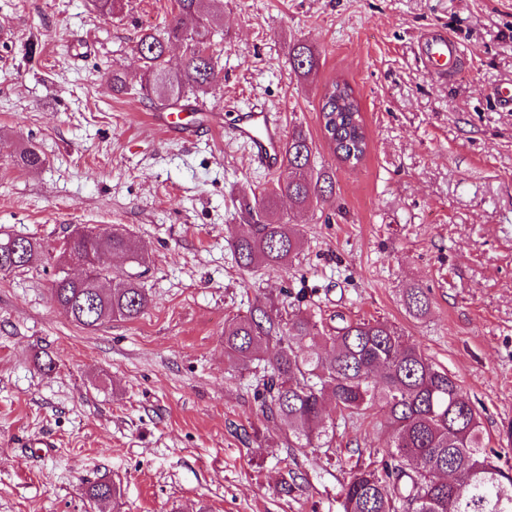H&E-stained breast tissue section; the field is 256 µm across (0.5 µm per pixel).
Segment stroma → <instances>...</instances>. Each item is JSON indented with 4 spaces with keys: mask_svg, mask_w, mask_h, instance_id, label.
<instances>
[{
    "mask_svg": "<svg viewBox=\"0 0 512 512\" xmlns=\"http://www.w3.org/2000/svg\"><path fill=\"white\" fill-rule=\"evenodd\" d=\"M209 25L215 81L186 94L196 139L167 135L161 109L112 71L138 79L135 50L161 32L174 0H0V235L40 241L46 259L0 274V512H99L83 495L119 486L114 512H342L355 466H382V409L333 413L327 446L289 447L264 418L252 373L224 355V322L257 304L317 322L387 321L463 387L483 442L512 446V0H221ZM441 29L463 60L431 73L420 37ZM318 58L297 76V41ZM348 83L367 130L355 166L332 153L319 109ZM280 113L332 169L330 203L293 212L292 266L242 271L229 245L244 211L277 176L255 169L220 126L225 106ZM35 148L37 169L15 163ZM126 229L151 304L134 322L86 330L51 299L56 242L74 226ZM428 293L409 316L405 288ZM53 359V371L41 369ZM295 474L284 492L281 482Z\"/></svg>",
    "mask_w": 512,
    "mask_h": 512,
    "instance_id": "obj_1",
    "label": "stroma"
}]
</instances>
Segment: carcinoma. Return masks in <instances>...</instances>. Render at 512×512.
<instances>
[{"label":"carcinoma","mask_w":512,"mask_h":512,"mask_svg":"<svg viewBox=\"0 0 512 512\" xmlns=\"http://www.w3.org/2000/svg\"><path fill=\"white\" fill-rule=\"evenodd\" d=\"M205 0H175L171 24L161 34L143 33L137 52L143 63L140 94L173 109L185 94L203 90L214 68L212 31L205 24ZM183 46L181 66L170 69V45ZM292 70L310 75L317 58L299 41L289 52ZM346 99H336V84L325 87L320 107L324 133L343 162L359 163L367 137L359 103L349 85ZM313 142L299 127L283 146L281 175L255 198V223L231 242L244 271L276 270L295 260L302 240L299 225L283 222L276 204L288 199L298 210L327 202L333 174L313 172ZM70 246L80 257L122 254L139 262L133 239L112 232V239L75 236ZM112 287L96 288L60 273L51 298L85 329L106 320L135 321L147 310L145 289L132 275H113ZM406 312L424 316L430 309L426 292L405 289ZM224 354L246 369L266 362L270 370L257 392L262 415L282 422L288 441L311 445L328 435L325 403L341 413L361 414L380 405L386 409L392 444L382 470L356 466L342 490L343 512H512V466L499 464L501 452L483 445L479 414L460 382L435 366L420 347L385 321L342 320L326 333L310 315L283 318L257 305L250 313L224 323ZM87 499L107 507L118 505L120 488L101 479L85 489Z\"/></svg>","instance_id":"obj_1"}]
</instances>
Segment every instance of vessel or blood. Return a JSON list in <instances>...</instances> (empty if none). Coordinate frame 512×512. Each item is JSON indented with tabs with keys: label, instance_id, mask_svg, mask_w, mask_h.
Returning a JSON list of instances; mask_svg holds the SVG:
<instances>
[{
	"label": "vessel or blood",
	"instance_id": "1",
	"mask_svg": "<svg viewBox=\"0 0 512 512\" xmlns=\"http://www.w3.org/2000/svg\"><path fill=\"white\" fill-rule=\"evenodd\" d=\"M424 51L430 67L436 70L453 69L460 58L458 43L441 33L426 37ZM159 122L168 134L187 141L195 136L194 127L184 123L181 113H166ZM224 125L234 141L247 146L253 166L268 172L280 169L284 128L276 113L255 105L225 116Z\"/></svg>",
	"mask_w": 512,
	"mask_h": 512
}]
</instances>
